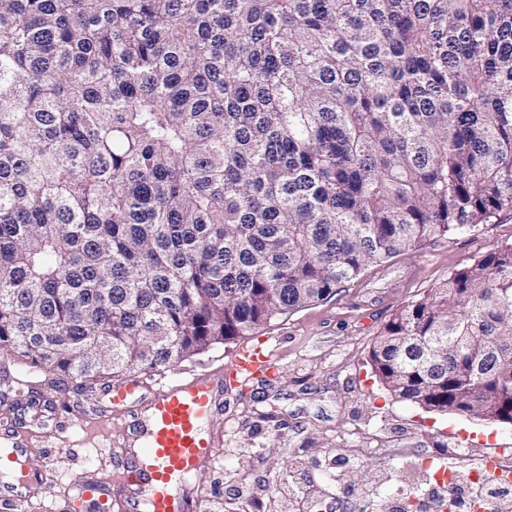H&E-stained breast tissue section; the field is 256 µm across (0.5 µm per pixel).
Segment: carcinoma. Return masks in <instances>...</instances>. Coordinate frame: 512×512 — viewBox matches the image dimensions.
Masks as SVG:
<instances>
[{
    "instance_id": "carcinoma-1",
    "label": "carcinoma",
    "mask_w": 512,
    "mask_h": 512,
    "mask_svg": "<svg viewBox=\"0 0 512 512\" xmlns=\"http://www.w3.org/2000/svg\"><path fill=\"white\" fill-rule=\"evenodd\" d=\"M512 210V0H0V353L150 372ZM394 396L512 418V244L404 306Z\"/></svg>"
}]
</instances>
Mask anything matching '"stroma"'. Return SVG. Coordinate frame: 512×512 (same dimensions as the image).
I'll return each instance as SVG.
<instances>
[{
  "mask_svg": "<svg viewBox=\"0 0 512 512\" xmlns=\"http://www.w3.org/2000/svg\"><path fill=\"white\" fill-rule=\"evenodd\" d=\"M512 244V210L474 230L431 238L367 267L333 296L276 316L253 334L144 374L161 384L228 365L246 344H271L275 368L230 381L207 428L222 441L217 463L186 482L190 512H391L394 491L434 487L425 458L451 469H482L512 448V424L427 412L400 401L374 375L370 351L411 301L457 271ZM16 363L0 355V433L35 445L29 466L66 486L116 474L114 432L102 392L15 387Z\"/></svg>",
  "mask_w": 512,
  "mask_h": 512,
  "instance_id": "obj_1",
  "label": "stroma"
}]
</instances>
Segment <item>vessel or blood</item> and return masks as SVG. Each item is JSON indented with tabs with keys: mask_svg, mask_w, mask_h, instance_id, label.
<instances>
[{
	"mask_svg": "<svg viewBox=\"0 0 512 512\" xmlns=\"http://www.w3.org/2000/svg\"><path fill=\"white\" fill-rule=\"evenodd\" d=\"M234 376L250 379L274 368L272 354L260 346L242 347L229 365ZM224 389L223 375L203 369L179 379L165 389L143 395L142 384L128 381L108 388L106 395L115 414L126 415L131 404L145 401L146 408L134 423L136 439L125 444L121 461L122 480L129 490L126 512H187L184 482L211 468L217 460L221 441L204 431L212 416L217 395ZM0 446L7 448L0 457V468L8 469L29 452L12 432L0 434ZM52 482L39 471L22 481L19 489L0 490V505L6 512H17L30 503L35 492H48ZM112 490L109 483L90 481L72 496V512H80L84 503H94L98 512H109Z\"/></svg>",
	"mask_w": 512,
	"mask_h": 512,
	"instance_id": "b4317fda",
	"label": "vessel or blood"
}]
</instances>
